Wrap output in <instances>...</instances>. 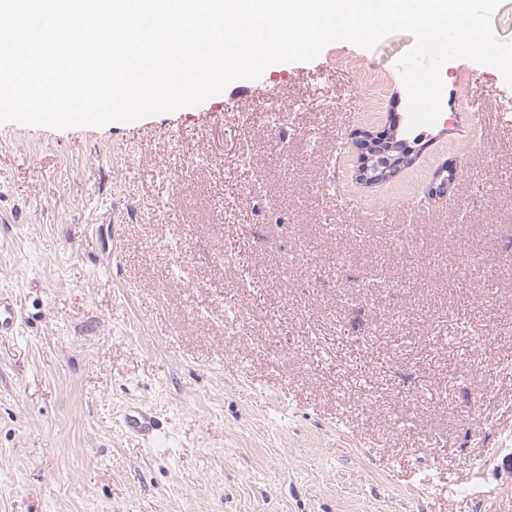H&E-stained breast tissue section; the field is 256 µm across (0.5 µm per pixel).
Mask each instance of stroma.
I'll use <instances>...</instances> for the list:
<instances>
[{
  "mask_svg": "<svg viewBox=\"0 0 512 512\" xmlns=\"http://www.w3.org/2000/svg\"><path fill=\"white\" fill-rule=\"evenodd\" d=\"M413 44L0 124V512H512V86L446 63L416 161L359 184ZM365 133L366 134L359 131L355 136L354 145L357 150L358 163L356 169V180L361 183L372 184L371 179L377 174L378 168L376 165L371 164V162L377 156H387V152L391 150V148L385 150L383 145L385 141H389V132L382 130L376 133L365 131ZM369 153H371V155H368ZM128 429L137 435L153 437L157 433L155 417L142 409H134L126 417Z\"/></svg>",
  "mask_w": 512,
  "mask_h": 512,
  "instance_id": "35a3bbf8",
  "label": "stroma"
}]
</instances>
